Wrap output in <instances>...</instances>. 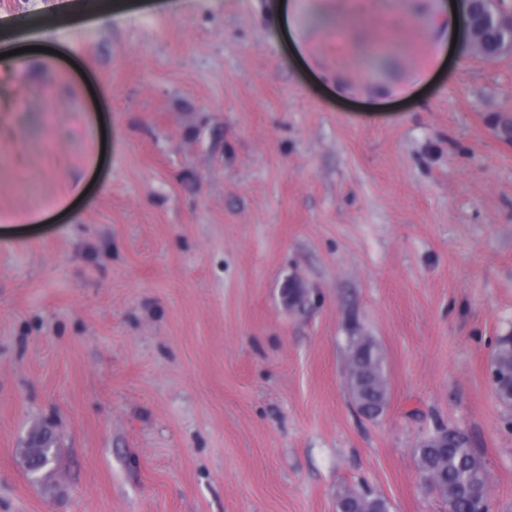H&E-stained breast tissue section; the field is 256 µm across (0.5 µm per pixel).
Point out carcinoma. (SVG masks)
<instances>
[{"instance_id": "1", "label": "carcinoma", "mask_w": 512, "mask_h": 512, "mask_svg": "<svg viewBox=\"0 0 512 512\" xmlns=\"http://www.w3.org/2000/svg\"><path fill=\"white\" fill-rule=\"evenodd\" d=\"M469 6L475 46L483 57L493 58L502 47L505 33L487 21L485 0H472ZM344 353L357 409L368 418L378 417L390 396L378 344L370 336H353L345 344ZM491 372L495 376L493 387L498 402L512 409V334L498 338ZM23 455L29 473L52 472L58 449L54 448L51 432L42 429L34 433ZM414 456L426 488L448 505V512H480L485 506L478 492L489 485L490 474L464 433L449 427L439 436L428 434L418 441ZM336 512H389V504L384 497L365 488L344 486L336 495Z\"/></svg>"}]
</instances>
